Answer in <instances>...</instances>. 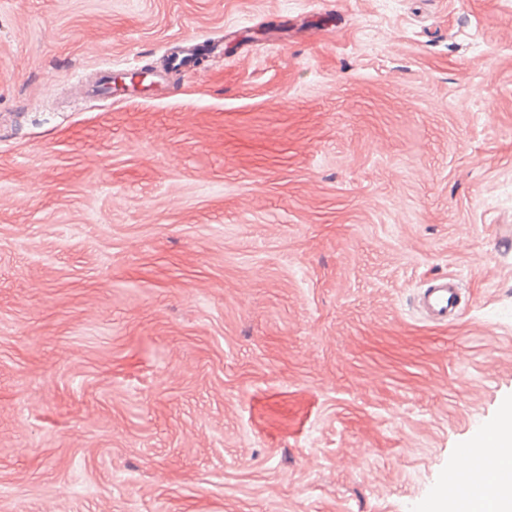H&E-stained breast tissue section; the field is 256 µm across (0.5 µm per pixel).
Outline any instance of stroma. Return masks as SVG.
Returning a JSON list of instances; mask_svg holds the SVG:
<instances>
[{"label": "stroma", "mask_w": 512, "mask_h": 512, "mask_svg": "<svg viewBox=\"0 0 512 512\" xmlns=\"http://www.w3.org/2000/svg\"><path fill=\"white\" fill-rule=\"evenodd\" d=\"M509 403L512 0H0V512H421ZM458 289L457 278L453 274L442 275L423 289L420 307L430 322L447 325L454 320Z\"/></svg>", "instance_id": "1"}]
</instances>
